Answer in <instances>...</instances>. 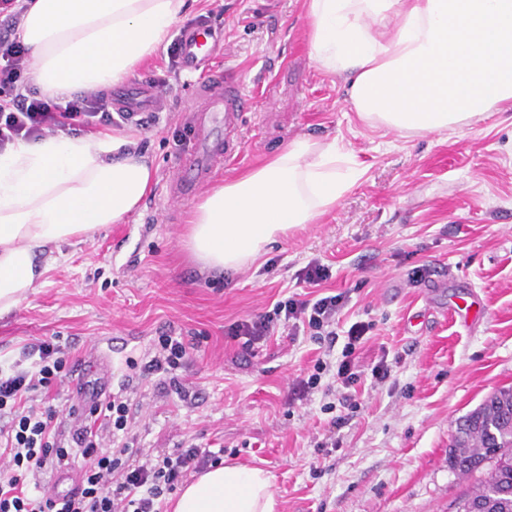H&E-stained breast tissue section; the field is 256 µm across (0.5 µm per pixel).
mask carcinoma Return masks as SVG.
<instances>
[{"instance_id": "obj_1", "label": "carcinoma", "mask_w": 512, "mask_h": 512, "mask_svg": "<svg viewBox=\"0 0 512 512\" xmlns=\"http://www.w3.org/2000/svg\"><path fill=\"white\" fill-rule=\"evenodd\" d=\"M448 464L478 481L454 500V512H512V387H501L456 422Z\"/></svg>"}]
</instances>
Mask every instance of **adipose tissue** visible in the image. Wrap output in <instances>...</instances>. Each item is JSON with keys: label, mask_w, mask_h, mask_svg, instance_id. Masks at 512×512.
<instances>
[{"label": "adipose tissue", "mask_w": 512, "mask_h": 512, "mask_svg": "<svg viewBox=\"0 0 512 512\" xmlns=\"http://www.w3.org/2000/svg\"><path fill=\"white\" fill-rule=\"evenodd\" d=\"M20 37L43 91L112 88L162 47L186 0H24ZM314 60L345 77L355 112L402 136L460 130L512 106V0H306ZM362 171L336 142L295 141L206 192L186 245L202 267L250 266L334 209ZM154 169L128 135L48 134L0 152V316L33 293L51 253L133 213ZM270 473L216 465L174 512H277Z\"/></svg>", "instance_id": "obj_1"}]
</instances>
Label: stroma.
<instances>
[{
    "instance_id": "35a3bbf8",
    "label": "stroma",
    "mask_w": 512,
    "mask_h": 512,
    "mask_svg": "<svg viewBox=\"0 0 512 512\" xmlns=\"http://www.w3.org/2000/svg\"><path fill=\"white\" fill-rule=\"evenodd\" d=\"M200 20L224 36L215 70L250 101L223 179L302 137L337 141L364 176L319 223L291 231L248 269H202L184 243L194 202L169 195L201 77L159 50L134 75L165 84L163 111L120 128L153 164L149 192L123 223L63 245L36 291L0 318V359L61 337L73 374L59 391L73 403L91 344L118 378L148 361L157 336L183 337L195 404L181 406L158 376L140 379L138 447L171 451L191 439L223 450V462L262 467L279 512H453L469 484L448 466L454 423L512 386V109L403 137L362 122L343 81L313 60L306 0H187L173 37ZM314 259L332 270L322 293L345 297L335 343L281 329L247 353L225 336L305 294L302 271ZM356 322L370 330L346 402L337 369ZM381 363L390 376L378 384ZM312 375V395L294 400L293 382ZM329 437L341 448L316 455Z\"/></svg>"
}]
</instances>
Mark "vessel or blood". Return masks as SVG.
Listing matches in <instances>:
<instances>
[{
	"instance_id": "vessel-or-blood-1",
	"label": "vessel or blood",
	"mask_w": 512,
	"mask_h": 512,
	"mask_svg": "<svg viewBox=\"0 0 512 512\" xmlns=\"http://www.w3.org/2000/svg\"><path fill=\"white\" fill-rule=\"evenodd\" d=\"M181 64L189 71H209L219 55L223 40L208 26H191L180 37ZM165 93L155 82L132 80L112 93L113 111L135 123L143 114L161 109ZM248 101L231 77L212 75L194 95L193 143L184 154L171 192L188 199L201 192L222 171L238 149V130Z\"/></svg>"
}]
</instances>
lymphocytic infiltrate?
Returning a JSON list of instances; mask_svg holds the SVG:
<instances>
[{"mask_svg": "<svg viewBox=\"0 0 512 512\" xmlns=\"http://www.w3.org/2000/svg\"><path fill=\"white\" fill-rule=\"evenodd\" d=\"M23 11L19 0H0V151L78 124L115 125L106 92L51 99L29 85L30 54L17 35ZM341 306L338 294H295L272 311L233 323L227 334L246 350L273 336L279 324L294 334L325 336ZM36 351L32 362L0 363V512H163L183 477L219 462V455L194 443L170 452L137 448L130 435L132 405L121 394L96 403L79 417L72 436H65L56 407L33 399L49 396L64 381L68 356L53 337ZM187 355L180 337L162 334L143 372L168 374L170 386L183 392L178 371ZM75 463L81 466L79 485L60 496L47 492L42 475Z\"/></svg>", "mask_w": 512, "mask_h": 512, "instance_id": "obj_1", "label": "lymphocytic infiltrate"}]
</instances>
